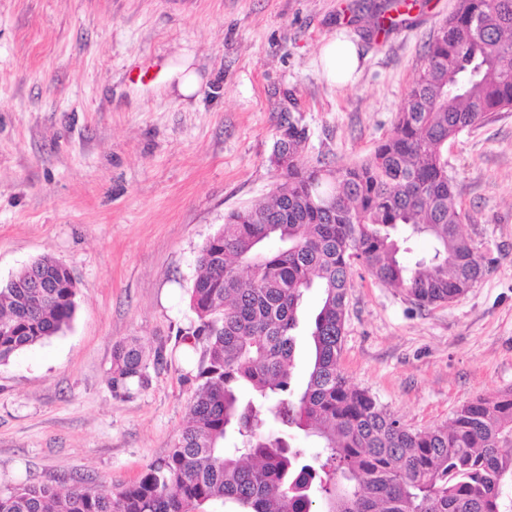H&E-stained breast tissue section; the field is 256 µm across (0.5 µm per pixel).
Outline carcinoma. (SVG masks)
Listing matches in <instances>:
<instances>
[{"label": "carcinoma", "mask_w": 512, "mask_h": 512, "mask_svg": "<svg viewBox=\"0 0 512 512\" xmlns=\"http://www.w3.org/2000/svg\"><path fill=\"white\" fill-rule=\"evenodd\" d=\"M397 0L372 28L396 25ZM512 109V0H457L426 49L391 132L359 164L300 160L304 129L286 119L272 162L275 191L224 216L202 246L189 290L206 343L190 418L169 453L119 490L80 482L22 485L0 512H512V389L479 396L446 424L404 425L341 365L352 272L405 289L425 307L456 300L483 278L484 257L461 233L448 140ZM415 236L429 257L405 261ZM42 287L33 288V279ZM77 283L41 256L0 283V363L70 327ZM319 297L301 327L307 293ZM307 378L293 384L302 339ZM136 339L113 350L115 394L147 383Z\"/></svg>", "instance_id": "cac0c4a2"}]
</instances>
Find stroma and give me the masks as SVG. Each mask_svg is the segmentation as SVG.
<instances>
[{
    "mask_svg": "<svg viewBox=\"0 0 512 512\" xmlns=\"http://www.w3.org/2000/svg\"><path fill=\"white\" fill-rule=\"evenodd\" d=\"M372 2L0 0V282L49 255L78 283L71 326L0 364V492L118 489L168 453L206 348L181 342L202 246L274 190L284 118L306 131L303 161L369 157L456 0H420L378 36ZM333 40L362 51L340 87L319 61ZM186 60L190 96L169 87ZM445 152L487 274L421 308L355 269L341 352L349 382L419 430L512 388V109ZM132 336L164 360L116 395L112 350Z\"/></svg>",
    "mask_w": 512,
    "mask_h": 512,
    "instance_id": "obj_1",
    "label": "stroma"
}]
</instances>
